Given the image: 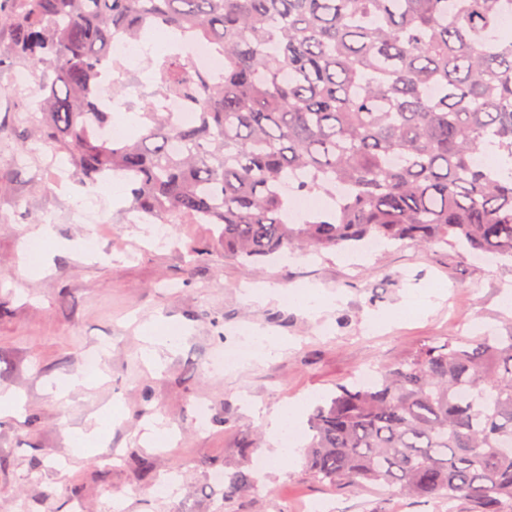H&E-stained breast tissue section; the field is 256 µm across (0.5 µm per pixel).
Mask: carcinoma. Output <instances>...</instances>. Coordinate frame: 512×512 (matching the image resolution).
Here are the masks:
<instances>
[{
	"label": "carcinoma",
	"instance_id": "carcinoma-1",
	"mask_svg": "<svg viewBox=\"0 0 512 512\" xmlns=\"http://www.w3.org/2000/svg\"><path fill=\"white\" fill-rule=\"evenodd\" d=\"M507 11L512 0H0V66L51 73L25 120L75 182L110 173L147 220L216 225L200 257L254 264L375 238L512 262V167L477 163L490 146L512 161ZM158 28L224 67L198 71L179 47L157 58L159 88L189 99L195 121L141 93L132 134L109 137L95 91L112 36ZM308 194L332 204L288 220ZM309 430L306 468L323 483L512 512V323L337 386ZM263 486L254 469L224 471V507Z\"/></svg>",
	"mask_w": 512,
	"mask_h": 512
}]
</instances>
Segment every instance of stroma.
I'll return each instance as SVG.
<instances>
[{"label": "stroma", "instance_id": "35a3bbf8", "mask_svg": "<svg viewBox=\"0 0 512 512\" xmlns=\"http://www.w3.org/2000/svg\"><path fill=\"white\" fill-rule=\"evenodd\" d=\"M0 68V143L24 146L23 164L0 156V389L13 391L21 412L0 417V512H220L213 473L245 464L263 427L243 398L273 410L308 394L325 400L363 371L380 372L434 339L493 332L512 320L502 301L512 292V266L486 263L451 247L387 243L366 260L349 252H296L288 260L245 265L223 251L200 259L218 231L178 224L164 247L141 243L130 223V196L107 203L87 194L97 224H74L75 192L56 183L50 151L33 152L28 125L12 120L31 101ZM55 214L56 242L88 240L84 253H58L56 242L30 247L26 231ZM45 257L46 269L28 267ZM306 290L332 299L306 313L275 299H247V287ZM175 335L158 348L160 369L141 358L139 327ZM278 336L272 359L248 360L222 372L208 368L214 351L254 329ZM109 347L100 378L67 397L64 383L97 349ZM207 413H199L198 401ZM162 418L167 446L142 442L146 423ZM102 426L103 440L86 456L72 452L76 431ZM152 463L141 473L139 459ZM265 490L231 512H303L320 501L335 512H440L433 502L396 489L330 487L302 456L267 467ZM172 491L157 493L164 476Z\"/></svg>", "mask_w": 512, "mask_h": 512}]
</instances>
